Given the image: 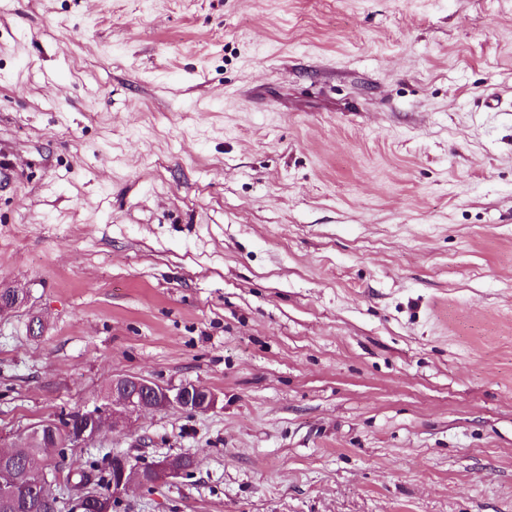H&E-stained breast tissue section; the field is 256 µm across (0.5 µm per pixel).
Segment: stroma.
I'll list each match as a JSON object with an SVG mask.
<instances>
[{"label": "stroma", "instance_id": "1", "mask_svg": "<svg viewBox=\"0 0 512 512\" xmlns=\"http://www.w3.org/2000/svg\"><path fill=\"white\" fill-rule=\"evenodd\" d=\"M0 283V445L218 396L58 492L183 455L114 512H512V0H0ZM192 400L200 412L213 409L217 403L216 395L199 385L182 384L173 387L160 385L146 377L117 378L112 379V407H99L89 418L96 421L97 416H101L103 422L108 418L113 427L117 415L130 420L133 415L144 410L184 408ZM114 404L122 406V409H115Z\"/></svg>", "mask_w": 512, "mask_h": 512}]
</instances>
